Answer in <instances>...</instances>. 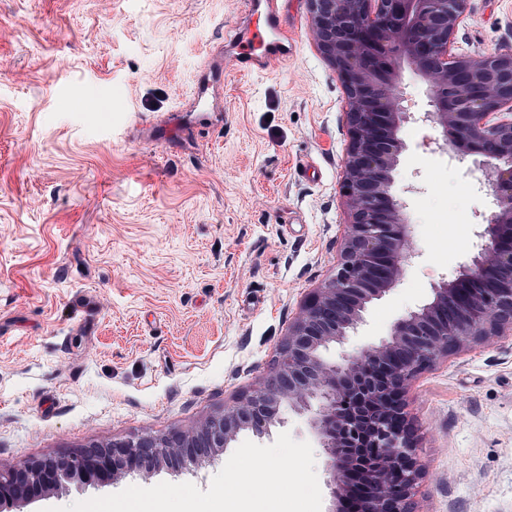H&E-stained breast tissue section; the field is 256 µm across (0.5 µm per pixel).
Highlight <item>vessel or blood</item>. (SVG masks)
Instances as JSON below:
<instances>
[{"mask_svg": "<svg viewBox=\"0 0 512 512\" xmlns=\"http://www.w3.org/2000/svg\"><path fill=\"white\" fill-rule=\"evenodd\" d=\"M251 11L258 22L238 36L243 49L233 60L240 73H251L273 67L287 56L293 39L283 21L282 0H251Z\"/></svg>", "mask_w": 512, "mask_h": 512, "instance_id": "obj_1", "label": "vessel or blood"}]
</instances>
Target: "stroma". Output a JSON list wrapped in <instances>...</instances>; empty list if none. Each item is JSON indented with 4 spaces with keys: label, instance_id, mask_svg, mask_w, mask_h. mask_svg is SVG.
<instances>
[{
    "label": "stroma",
    "instance_id": "35a3bbf8",
    "mask_svg": "<svg viewBox=\"0 0 512 512\" xmlns=\"http://www.w3.org/2000/svg\"><path fill=\"white\" fill-rule=\"evenodd\" d=\"M286 60L225 69L209 58L254 26L244 0H0V461L20 468L95 442L185 428L268 376L306 298L336 271L346 97L314 45L308 0H285ZM512 51V0H468L457 55ZM206 112L192 125L185 112ZM404 122L393 194L414 258L327 361L390 336L467 264L493 199L471 159ZM424 475L420 512H512V336L473 342L409 390ZM265 436L309 442L335 504L310 413ZM70 484L0 512L61 508L130 486L208 489L232 455Z\"/></svg>",
    "mask_w": 512,
    "mask_h": 512
}]
</instances>
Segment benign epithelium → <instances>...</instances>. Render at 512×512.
I'll list each match as a JSON object with an SVG mask.
<instances>
[{
	"mask_svg": "<svg viewBox=\"0 0 512 512\" xmlns=\"http://www.w3.org/2000/svg\"><path fill=\"white\" fill-rule=\"evenodd\" d=\"M308 2L310 35L347 103L349 224L336 274L305 300L260 387L185 429L93 443L22 469L0 462V502L211 461L242 432L268 434L282 406L301 413L316 401L311 426L339 462L334 495L353 512H418L423 470L408 411L411 381L470 342L512 335V52L452 54L467 0ZM404 65L430 89V110L415 120L441 129L437 150L476 157L472 172L494 208L478 223L481 243L458 275L435 285L431 300L388 338L331 363L324 353L357 333L367 305L398 284L413 256L405 204L392 194L398 130L410 118L398 80Z\"/></svg>",
	"mask_w": 512,
	"mask_h": 512,
	"instance_id": "benign-epithelium-1",
	"label": "benign epithelium"
}]
</instances>
